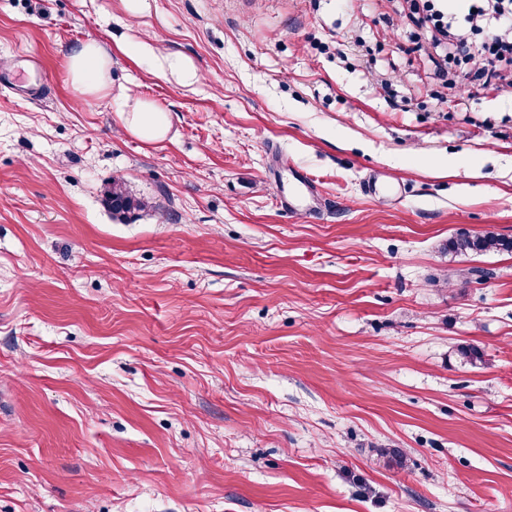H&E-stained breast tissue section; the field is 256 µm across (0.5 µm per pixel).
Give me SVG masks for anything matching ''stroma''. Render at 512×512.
Returning a JSON list of instances; mask_svg holds the SVG:
<instances>
[{"label":"stroma","mask_w":512,"mask_h":512,"mask_svg":"<svg viewBox=\"0 0 512 512\" xmlns=\"http://www.w3.org/2000/svg\"><path fill=\"white\" fill-rule=\"evenodd\" d=\"M396 8L0 0V512H512V253L444 249L512 238V93L441 84ZM74 90L81 96H100L110 88L112 55L102 44L89 40L75 46L69 54ZM122 122L130 133L148 143L165 140L171 128L169 113L148 102H137L123 111ZM294 188L292 191L291 199H288V206L291 211L300 210L303 207L309 208L310 204L314 203L312 187L307 179L299 170L292 173ZM107 204L114 215L126 217L145 207V203L133 197L125 184L120 180H113L107 192ZM488 252L512 253V239L493 232L480 234L464 232L448 239V254L466 255Z\"/></svg>","instance_id":"stroma-1"}]
</instances>
